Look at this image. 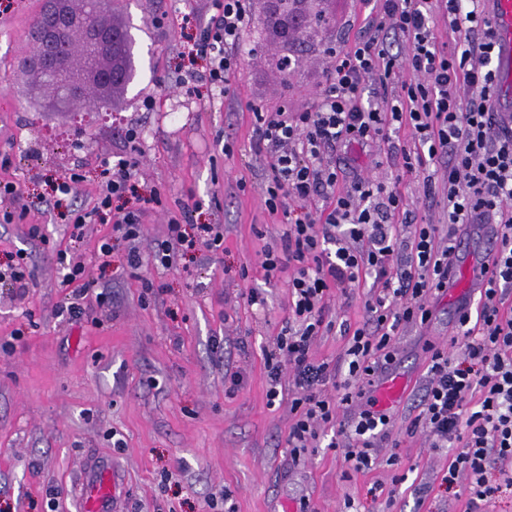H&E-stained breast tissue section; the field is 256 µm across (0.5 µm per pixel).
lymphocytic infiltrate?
Listing matches in <instances>:
<instances>
[{
	"instance_id": "1",
	"label": "lymphocytic infiltrate",
	"mask_w": 512,
	"mask_h": 512,
	"mask_svg": "<svg viewBox=\"0 0 512 512\" xmlns=\"http://www.w3.org/2000/svg\"><path fill=\"white\" fill-rule=\"evenodd\" d=\"M218 15L200 20L191 55L207 61L212 95L229 90L237 49L250 23L244 0H220ZM448 41H441L439 29ZM494 32L484 0H375L363 34L344 43L325 65L326 78L306 112L254 110L253 148L268 157L265 207L288 224L277 245L264 249L266 277L290 271L288 315L266 352L269 400L290 383L293 415L288 446L293 459L317 447L321 428L337 427L331 450L351 470L372 469L374 441L387 436L390 417L363 401L365 389L396 360L400 326L427 324L433 302L448 291L454 235L416 223L397 183L354 176L341 187L342 169L327 157L343 142L371 147L409 133L410 147L392 155L412 174L443 162L438 184L424 194L449 225L493 224L492 275L479 291L478 314L458 316L448 345L429 346V379L414 426L429 448L449 450L442 477L454 488L467 477L464 512L512 494V115L489 109L497 91ZM141 161L130 155L112 169L96 211L108 216L117 240L138 239L142 209L134 200ZM121 207H113V198ZM326 206L316 209V199ZM169 238L151 256L129 249L126 265L172 264L171 253L219 250L224 235L210 224L187 232L170 217ZM368 287L366 318L344 322L345 375L312 358L332 324L330 298ZM353 408L346 426L339 409Z\"/></svg>"
}]
</instances>
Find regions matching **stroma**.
I'll return each mask as SVG.
<instances>
[{"mask_svg":"<svg viewBox=\"0 0 512 512\" xmlns=\"http://www.w3.org/2000/svg\"><path fill=\"white\" fill-rule=\"evenodd\" d=\"M43 5L0 0V154L10 159L0 165V180L27 184L23 222L0 223V263L21 250L32 269L28 288L0 285V342L24 332L11 353L0 352V512H76L80 475L95 456L111 458L122 475L124 512H462L463 500L441 484L447 454L410 431L428 380L427 347L447 344L454 331L448 296L435 302L430 324L398 330L392 374L403 386L389 409V435L376 443V469L343 478V456L325 447L293 461L289 404L267 403L265 351L283 326L288 276L265 279L260 260L286 219L264 206L266 160L251 149L252 109L309 110L325 55L310 50L290 85L282 86L263 4L247 0L251 24L230 93L213 97L202 80L205 61L175 50L196 37L193 19L214 13L213 0H113V21L134 25L138 75L128 94L116 98L121 123L92 114L79 137L71 115L34 111L21 85L3 81ZM371 8L370 0H330L323 41L342 44L365 25ZM189 70L197 79L177 90L185 108L175 121L161 110V88ZM131 129L139 135L133 146L126 137ZM226 143L233 147L228 155ZM388 145L370 154L339 145L327 155L399 180L418 219L445 224L423 194L435 167L398 176L384 163ZM134 149L143 157L138 190H165L161 203L141 213L140 252L151 254L168 239L169 215L187 198L195 206L186 226L222 225V250L196 251L171 269L148 264L133 271L126 245L108 261L98 258L111 224L91 217L75 240L66 217L47 211L49 184L65 174L75 178L73 208L92 207L108 177L106 162ZM74 264L98 285L81 299L76 318L67 312L70 291L63 285ZM147 279L156 292L144 293ZM252 288L265 293V311L248 304ZM367 297V289L358 288L348 299L330 301L334 327L315 341L316 359L342 357L346 340L337 325L362 321ZM236 372L243 382L233 391L225 377ZM395 440L400 462L389 466ZM397 474L405 480L394 485L393 501L370 495L373 483L392 485Z\"/></svg>","mask_w":512,"mask_h":512,"instance_id":"1","label":"stroma"}]
</instances>
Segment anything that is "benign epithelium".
Masks as SVG:
<instances>
[{"instance_id": "benign-epithelium-1", "label": "benign epithelium", "mask_w": 512, "mask_h": 512, "mask_svg": "<svg viewBox=\"0 0 512 512\" xmlns=\"http://www.w3.org/2000/svg\"><path fill=\"white\" fill-rule=\"evenodd\" d=\"M51 14L35 17L28 30V49L19 56L10 82L30 81L54 106L71 112L74 106L111 112L112 102L95 94L94 85L126 90L137 77L136 40L131 30L109 24L103 17L104 0H66ZM279 4L276 33L283 42L302 29L315 41L327 23L322 4L327 0H263ZM126 50V65L115 73L105 60L114 41Z\"/></svg>"}]
</instances>
